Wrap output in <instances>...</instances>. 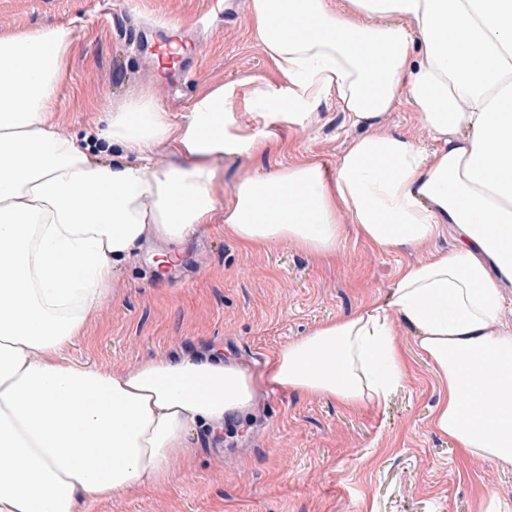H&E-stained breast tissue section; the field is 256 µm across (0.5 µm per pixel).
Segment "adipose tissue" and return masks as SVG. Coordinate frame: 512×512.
I'll use <instances>...</instances> for the list:
<instances>
[{
  "label": "adipose tissue",
  "mask_w": 512,
  "mask_h": 512,
  "mask_svg": "<svg viewBox=\"0 0 512 512\" xmlns=\"http://www.w3.org/2000/svg\"><path fill=\"white\" fill-rule=\"evenodd\" d=\"M251 19L280 86L256 83L240 101L234 86L211 87L179 121L150 95L130 100L95 137L132 164L94 159L46 121L69 29L0 38V512H78L164 480L197 426L251 407V375L216 356L124 374L60 356L117 264L146 238L187 240L219 207L241 244L287 243L324 262L348 222L384 249L451 226L452 253L406 268L385 303L283 347L270 380L351 409L387 398L404 367L396 310L448 387L435 431L512 465V327L498 319L512 284V0H251ZM330 97L355 131L333 171H254L219 205V162L272 152L277 127H306ZM237 101L255 128L239 125ZM404 101L433 148L381 129ZM162 142L182 165L152 164Z\"/></svg>",
  "instance_id": "obj_1"
}]
</instances>
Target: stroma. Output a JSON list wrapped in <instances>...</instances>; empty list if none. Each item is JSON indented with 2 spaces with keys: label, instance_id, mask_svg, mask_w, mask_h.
I'll list each match as a JSON object with an SVG mask.
<instances>
[{
  "label": "stroma",
  "instance_id": "obj_1",
  "mask_svg": "<svg viewBox=\"0 0 512 512\" xmlns=\"http://www.w3.org/2000/svg\"><path fill=\"white\" fill-rule=\"evenodd\" d=\"M229 2L225 15L218 0H0V37L71 29L50 120L82 139L142 93L178 120L209 87L278 84L253 35L250 0ZM202 16L209 26L190 51L191 84L173 85L150 49L130 41L139 20L188 25ZM352 135L335 101L325 100L309 127L278 130L274 152L224 161L214 193L228 200L253 169L275 172L304 159L333 169ZM455 245L446 227L428 245L382 249L349 224L325 263L287 244L240 245L220 208L182 244H142L118 265L114 291L83 335L64 345V359L122 374L150 358L216 352L253 375L256 398L221 427L196 430L188 461L168 479L81 503L79 512H489L491 499L512 503V466L460 455L433 429L431 411L447 388L398 312L390 318L407 365L386 401L348 409L266 381L288 343L326 319L383 303L402 270Z\"/></svg>",
  "mask_w": 512,
  "mask_h": 512
}]
</instances>
